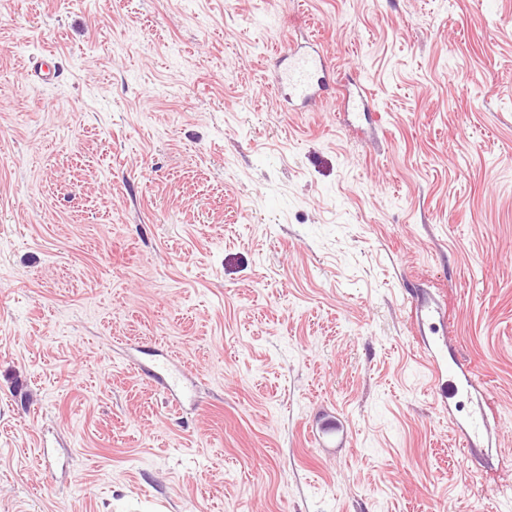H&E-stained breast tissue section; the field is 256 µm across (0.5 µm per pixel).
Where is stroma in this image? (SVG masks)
<instances>
[{
    "label": "stroma",
    "mask_w": 512,
    "mask_h": 512,
    "mask_svg": "<svg viewBox=\"0 0 512 512\" xmlns=\"http://www.w3.org/2000/svg\"><path fill=\"white\" fill-rule=\"evenodd\" d=\"M509 502L512 0H0V512ZM285 67L276 77L278 88L288 90V99L300 101L301 107L314 102L326 87L327 65L321 58L294 49L283 58Z\"/></svg>",
    "instance_id": "1"
}]
</instances>
